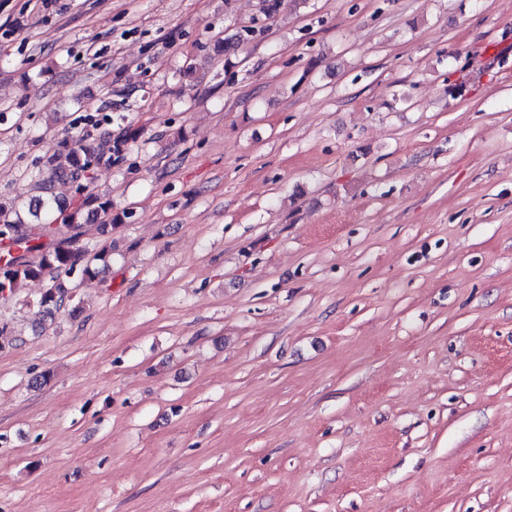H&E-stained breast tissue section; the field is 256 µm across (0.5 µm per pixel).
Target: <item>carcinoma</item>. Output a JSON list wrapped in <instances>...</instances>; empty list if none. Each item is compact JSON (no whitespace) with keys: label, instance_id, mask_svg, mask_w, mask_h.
I'll return each instance as SVG.
<instances>
[{"label":"carcinoma","instance_id":"1","mask_svg":"<svg viewBox=\"0 0 512 512\" xmlns=\"http://www.w3.org/2000/svg\"><path fill=\"white\" fill-rule=\"evenodd\" d=\"M137 137V131L129 129L117 138L107 135L99 139H89L84 134L70 135L59 142L54 153L47 156L44 168L48 183L52 179L67 180L83 194L82 202L75 205H64L54 196H39L26 203L28 212L35 218L55 213L61 215L62 223L56 225L54 234L56 242L47 246L35 243L40 224H25L20 218L21 204L0 202V243L11 241L23 244L28 251L39 252L37 261H18L13 257L6 260V269L0 271V291L10 293L20 287L24 280L46 279L51 285L45 288L31 303L42 310L48 322H53L60 313L75 314L80 310L75 303V296L68 294L58 283L61 274L78 275L82 281L97 279L108 267L109 249L103 246L90 254L85 249L74 246L75 229L81 225L84 207L95 203L97 209L104 214L112 212V200H101L85 193L94 182L99 168L110 166L122 156L123 147Z\"/></svg>","mask_w":512,"mask_h":512}]
</instances>
